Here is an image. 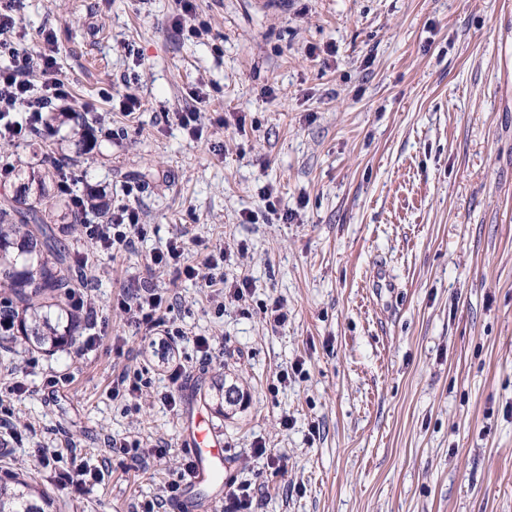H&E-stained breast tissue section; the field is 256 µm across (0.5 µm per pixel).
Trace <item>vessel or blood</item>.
Instances as JSON below:
<instances>
[{
  "label": "vessel or blood",
  "mask_w": 512,
  "mask_h": 512,
  "mask_svg": "<svg viewBox=\"0 0 512 512\" xmlns=\"http://www.w3.org/2000/svg\"><path fill=\"white\" fill-rule=\"evenodd\" d=\"M185 433L193 459V469L174 512H210L211 500L199 499L196 491L203 486H212L216 491H223L227 481L224 445L211 425L205 421H189Z\"/></svg>",
  "instance_id": "1"
}]
</instances>
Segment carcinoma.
<instances>
[{
  "label": "carcinoma",
  "instance_id": "cac0c4a2",
  "mask_svg": "<svg viewBox=\"0 0 512 512\" xmlns=\"http://www.w3.org/2000/svg\"><path fill=\"white\" fill-rule=\"evenodd\" d=\"M74 122L70 141L84 150L86 125L80 116L65 114L60 124ZM11 177L19 181L13 196L0 197V305L8 309L23 343L41 350H63L75 341L82 315L67 307V295L82 286L76 259L60 234L76 229L69 199L51 201L48 183L57 181V167L44 168L34 161L9 164ZM90 211L105 216L109 200L92 193ZM248 395L233 381L213 388L207 405L222 414L242 405ZM0 512H57L55 499L22 468L0 471Z\"/></svg>",
  "mask_w": 512,
  "mask_h": 512
}]
</instances>
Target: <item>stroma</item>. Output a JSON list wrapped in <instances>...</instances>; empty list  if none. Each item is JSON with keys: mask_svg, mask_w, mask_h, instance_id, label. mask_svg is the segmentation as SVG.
<instances>
[{"mask_svg": "<svg viewBox=\"0 0 512 512\" xmlns=\"http://www.w3.org/2000/svg\"><path fill=\"white\" fill-rule=\"evenodd\" d=\"M200 10L196 38L174 29L175 0H16L25 46L53 31L70 106L92 107L79 194L138 186L147 232L115 256L65 236L101 271L100 337L53 354L0 341V404L22 434L0 435V456L61 512H138L232 371L251 399L210 421L255 512H512V0ZM129 91L143 103L132 117ZM193 109L198 143L168 119ZM268 184L294 219L268 220ZM179 234L191 264L227 249L226 273L251 292L219 310L201 281L151 266ZM144 285L170 294L167 317L188 330L175 346L117 308ZM277 300L276 329L263 309ZM121 369L146 380L138 400L113 397ZM257 440L275 464L252 457ZM158 441L165 457L144 459ZM78 463L102 480L66 483Z\"/></svg>", "mask_w": 512, "mask_h": 512, "instance_id": "obj_1", "label": "stroma"}]
</instances>
